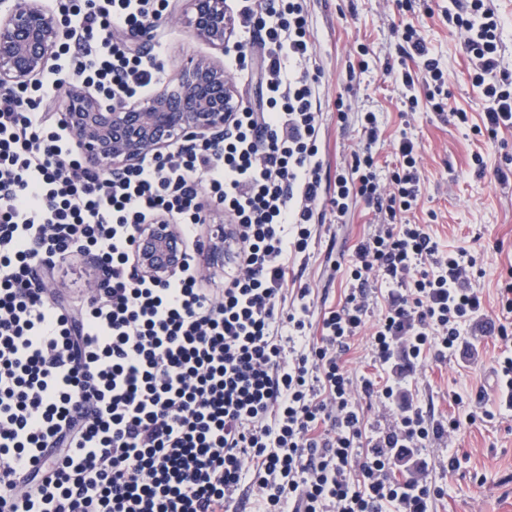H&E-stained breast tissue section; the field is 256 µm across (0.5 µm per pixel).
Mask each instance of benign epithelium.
<instances>
[{
  "mask_svg": "<svg viewBox=\"0 0 512 512\" xmlns=\"http://www.w3.org/2000/svg\"><path fill=\"white\" fill-rule=\"evenodd\" d=\"M195 35L224 51L234 25L224 0H188ZM62 40L58 16L42 0H9L0 12V88L32 82L48 65ZM234 90L223 65L202 56L184 68L176 81L147 99L112 103L72 84L61 103L59 120L74 134L84 167L112 178L145 155H159L189 139L220 141ZM187 248L180 225L143 226L133 254L138 270L155 279L171 277ZM203 268H224V234L199 252Z\"/></svg>",
  "mask_w": 512,
  "mask_h": 512,
  "instance_id": "benign-epithelium-1",
  "label": "benign epithelium"
}]
</instances>
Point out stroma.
Masks as SVG:
<instances>
[{"label":"stroma","mask_w":512,"mask_h":512,"mask_svg":"<svg viewBox=\"0 0 512 512\" xmlns=\"http://www.w3.org/2000/svg\"><path fill=\"white\" fill-rule=\"evenodd\" d=\"M400 11L395 0H308L309 23L316 40L320 69L323 128L319 156L324 183L348 166L359 142L356 120L339 123L336 102L344 100L353 112L375 113L382 136L375 147L381 171L396 163L395 146L401 132L418 144L424 176L422 194L411 211L412 222L429 225L447 249L468 248L476 259L474 288L490 318L500 317L502 292L512 283V129L496 138L481 133L482 106L473 92L468 62L448 20L451 0H411ZM175 14L151 33L149 53L165 65L164 82L175 80L193 57L210 48L189 27L188 0H176ZM419 26L447 75L448 113L422 108L404 114L399 91L389 72L397 65L395 47L401 20ZM367 45L359 57L358 45ZM369 68L349 80L359 60ZM469 114L468 127L458 126L452 110ZM483 166H475L474 153ZM319 209L325 220L309 250L290 256L288 266L296 287L314 293L315 317L339 307L349 288L345 266L357 244L379 224L380 217L364 204L354 206L346 223L334 220L329 195ZM467 357L450 356L442 363L417 369L409 379L415 401L430 408L435 421L460 427L432 438L425 453L436 462L430 475L440 494L432 512H512V410L500 406L495 369L504 348L499 337L471 331ZM459 463L449 467V455Z\"/></svg>","instance_id":"stroma-1"}]
</instances>
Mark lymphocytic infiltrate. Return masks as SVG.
<instances>
[{"label": "lymphocytic infiltrate", "instance_id": "f902f5d3", "mask_svg": "<svg viewBox=\"0 0 512 512\" xmlns=\"http://www.w3.org/2000/svg\"><path fill=\"white\" fill-rule=\"evenodd\" d=\"M469 78L489 134L512 128V75L500 68L502 18L494 0H454ZM168 0H56L58 63L35 90L0 92V512H228L257 498L261 512H429L432 462L423 453L444 427L402 380L427 356L468 350L467 327L487 325L471 286L475 259L443 249L405 215L421 193L418 148L401 136L388 180L375 170V113L331 197L337 223L361 201L384 221L354 250L344 304L309 318L310 288L289 304L286 252L306 253L324 215L318 142L322 103L307 0H237L227 69L260 68L257 104L233 102L221 141L191 140L107 179L76 159L70 130L45 100L72 81L113 101L159 86L157 56L124 33L154 27ZM409 70L401 103L444 111L440 60L419 28L402 25ZM230 220L222 287L207 288L187 254L158 283L131 263L142 224L170 219L198 236L206 205ZM94 254L104 277L82 307L33 283ZM387 287L368 323L371 283ZM319 334L308 337L307 329ZM370 328L384 376H356L345 356ZM389 411L369 436L356 393ZM406 478L396 482L393 468Z\"/></svg>", "mask_w": 512, "mask_h": 512}]
</instances>
